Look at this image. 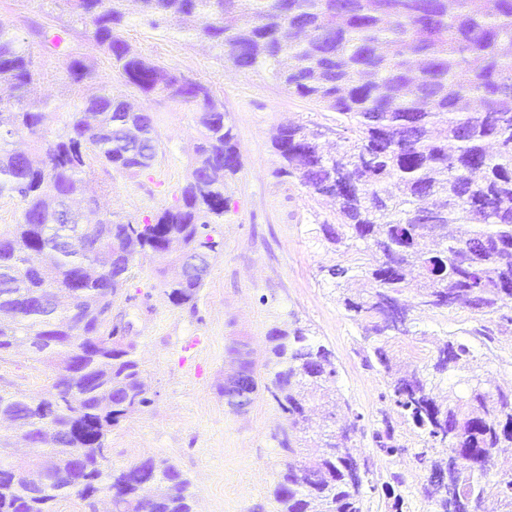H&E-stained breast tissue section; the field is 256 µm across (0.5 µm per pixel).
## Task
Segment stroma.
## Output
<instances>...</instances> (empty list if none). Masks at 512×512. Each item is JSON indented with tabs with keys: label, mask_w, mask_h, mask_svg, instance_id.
Listing matches in <instances>:
<instances>
[{
	"label": "stroma",
	"mask_w": 512,
	"mask_h": 512,
	"mask_svg": "<svg viewBox=\"0 0 512 512\" xmlns=\"http://www.w3.org/2000/svg\"><path fill=\"white\" fill-rule=\"evenodd\" d=\"M0 23L30 45L36 66L45 74L41 92L54 110L49 134L62 132L78 96L99 83L151 112L158 156L147 173L131 176L94 164L88 190L102 210L140 222L175 202L190 169L200 136L195 108L158 96L145 97L126 85L110 67L89 28L60 0H0ZM63 34L61 47L41 42L36 27ZM121 35L130 51L189 78L207 83L224 105V119L235 134L241 168L229 179L223 223L214 225L221 244L210 260L202 287L190 305L168 299L156 275L158 259H136L112 308L113 323L125 326L136 346L149 403L131 413L108 435V469L121 470L146 457L164 459L190 480L194 512H276L271 491L292 456L279 441L288 420L266 392H259L248 412L224 404V370L230 364L232 338L247 339L259 376L273 368L268 333L273 327L299 324L334 354L336 387L350 405L335 419L314 416L306 438L317 441L321 428L344 426L353 413L364 416L367 430L389 418L407 448L397 458L383 455L370 437H357L355 451L370 470L365 512H431L424 494L429 472L416 461L421 444L410 425L384 401L387 377L381 366L367 368L366 339L359 321L338 302L340 292L325 267L340 255L326 243L319 226L333 222L329 201L317 198L296 180L277 177L281 159L272 146L280 126L319 125L328 150H335L337 115L289 94L271 69L239 71L219 57L207 40L188 32L185 22L169 17L151 27L129 0ZM82 58L94 78L74 88L66 73L69 56ZM477 315L463 308L416 311L412 335L383 341L394 363H426L437 346L459 341L472 346L479 373L488 387L512 389V325L494 327L491 338L473 335ZM52 374L24 348L0 358V389L32 394L45 391ZM405 478L398 485L391 474Z\"/></svg>",
	"instance_id": "35a3bbf8"
}]
</instances>
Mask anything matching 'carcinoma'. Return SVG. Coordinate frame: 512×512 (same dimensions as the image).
Segmentation results:
<instances>
[{"mask_svg":"<svg viewBox=\"0 0 512 512\" xmlns=\"http://www.w3.org/2000/svg\"><path fill=\"white\" fill-rule=\"evenodd\" d=\"M107 53L112 69L145 96H169L170 71L130 54L119 29L125 0H62ZM152 27L169 14L195 31L238 70L272 66L288 92L336 112L348 133L334 154L321 132L281 128L273 147L280 177L335 203V223L319 225L323 239L345 257L328 269L344 309L366 322L370 336L387 338L376 299L385 295L405 313L412 307L443 311L464 306L480 316L512 323V0H138ZM71 84L91 78L84 60L67 65ZM44 80L19 36L0 24V197L22 203L20 222L0 233V356L17 345L51 370L49 389L22 395L0 389V419L9 420L33 448L24 459L0 463V512H57L71 497L70 482L85 484L86 512L109 498L112 512H193L190 481L173 464L149 457L120 471L102 461L111 428L143 403L134 351L114 333L95 341L112 312L137 256L171 254L180 263L214 253L210 225L224 219L227 179L241 168L232 127L211 88L201 82L177 101L195 106L202 128L190 172L175 204L136 223L99 214L83 194L89 159L129 175L148 171L158 139L150 113L135 111L103 84L69 112L65 130L47 134L49 112L26 100ZM28 137L29 150L14 147ZM457 227L448 236V226ZM88 242L81 252L69 240ZM373 261L353 266L350 251ZM414 305L401 301L410 286ZM175 305L191 303L202 282L169 279ZM274 370L259 380L250 352L229 348L249 379L247 391H266L291 426L309 429V397L338 375L332 351L296 326L268 333ZM390 377L382 398L407 418L422 443L417 453L431 475L454 474V500L427 493L434 512H468V504L494 491L512 509V475L493 474L498 449L512 445V391L484 386L476 372L466 394L453 397L439 380L458 363L476 360L471 347L446 342L425 366L391 370L381 346L371 358ZM363 415L322 432L316 460L285 464L273 497L278 512H363L362 481L350 474V448ZM387 457L407 448L387 417L372 430ZM448 449V460L429 456ZM59 479L37 486L33 470Z\"/></svg>","mask_w":512,"mask_h":512,"instance_id":"cac0c4a2","label":"carcinoma"}]
</instances>
